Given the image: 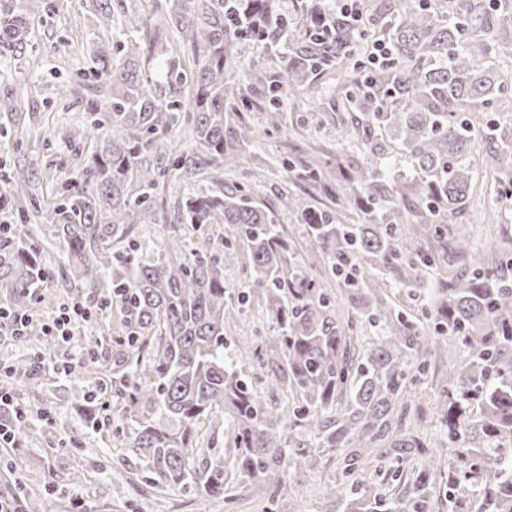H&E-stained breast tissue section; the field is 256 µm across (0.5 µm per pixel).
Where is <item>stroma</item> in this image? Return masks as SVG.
<instances>
[{"mask_svg":"<svg viewBox=\"0 0 512 512\" xmlns=\"http://www.w3.org/2000/svg\"><path fill=\"white\" fill-rule=\"evenodd\" d=\"M82 30L83 42L71 46L64 42L70 27ZM95 17L82 0H65L55 14L36 17L34 36L22 64L0 58V166L12 167L24 161L42 164V183L70 178L81 171L92 143L68 140L66 132L85 117L96 96L81 90L69 104L56 96L58 85L77 84L94 65L97 45L107 39ZM353 113L330 104L321 96L316 108L288 109L286 126L260 138L254 145L257 152L252 168L253 183L259 197L272 201L271 187L277 186L301 198L319 212H340L344 224H357L361 215L353 204L337 209L323 190L314 184L287 178L278 166L282 156L302 158L317 146L324 157L333 161L334 170L365 163L367 154L352 136ZM502 141L488 138L485 130L474 131L467 158L473 166L476 192L457 220L459 228L479 235L482 243L499 245L512 238V203L502 200L490 184L493 154ZM60 277L37 291L34 311L51 314L60 303L73 299L90 302L87 290L68 285L61 274L66 258L62 247L48 250ZM448 260L437 261L421 275L420 285L396 290L395 301L400 309L423 315L431 305L428 290L448 275ZM242 328L227 329L224 334L226 360L240 366L248 376L261 375L258 365L246 362L247 352L264 347L274 322L265 310L250 305ZM77 342L58 345L49 361H33L31 372L22 386L14 390V400L30 413L32 432L24 447L5 450L0 455V493H12L16 480H24L33 492L50 494L53 500L73 503L81 500L90 512H137L148 484L138 459L132 454H117L119 444L114 425L89 428L85 416L91 407L89 392L111 390L112 351L104 349L96 371L87 380L75 383L70 377L54 373L53 363H65L75 357ZM444 371L438 358H431L425 375L414 385L426 422L424 433L431 445L444 443L443 430L430 410L438 393ZM52 417V440L41 436V413ZM83 455L82 472L71 468L73 455ZM292 478L301 485L297 500H269V490L260 483L241 484L231 489L229 497L212 499L200 506L193 490L187 487L162 490L155 499V512H343L345 503L336 496L341 474L335 455L320 456L307 469L292 471Z\"/></svg>","mask_w":512,"mask_h":512,"instance_id":"1","label":"stroma"}]
</instances>
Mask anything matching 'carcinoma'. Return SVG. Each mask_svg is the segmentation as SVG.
Listing matches in <instances>:
<instances>
[{
    "mask_svg": "<svg viewBox=\"0 0 512 512\" xmlns=\"http://www.w3.org/2000/svg\"><path fill=\"white\" fill-rule=\"evenodd\" d=\"M0 0V56L15 59L31 45L32 20L54 13L56 0ZM99 24L116 39L95 51L91 82L105 93L89 110L84 128L94 139L82 172L43 189L37 165L7 174L11 231L0 238V288L6 306L28 314L36 288L54 280L36 224L63 245L69 284L86 288L93 313L109 321L108 335L88 336L80 349L90 364L112 342L116 399L128 397L121 447L144 463L159 488H194L208 501L233 482L272 485L275 497L296 495L299 484L286 466H313L320 454H343L352 479L346 512H434L435 486L445 489L450 512H512V256L490 254L469 237L453 236L449 259L466 273L440 281L432 291V324L395 309L396 287L419 285L435 255L423 244L440 241L465 209L473 190L464 163L474 121L500 98H512V72L470 50L477 35L512 27V0H458L443 11L436 0H379L377 13L355 4L329 12L324 0H307L308 24L294 38L282 0H156L152 16L124 0H90ZM379 33L364 51L367 29ZM187 44H181L180 37ZM173 41L161 62L164 81L151 85L142 69L153 65L146 45ZM283 43L278 71L252 68L268 102L250 99L234 71L241 45ZM364 59L360 78L336 85L332 101L348 109L378 102L361 119V145L382 150V135H402L405 154L419 177L412 185L384 180L373 162L347 175L360 190L363 223L340 224L299 197L279 193V209L260 201L252 184H224V172L244 174L254 161L257 136L280 130V99L314 97L317 82L350 61ZM266 113V125H247L245 113ZM496 190L512 196V148L496 154ZM283 172L318 184L342 199L327 176L330 162L282 160ZM193 186L182 198L179 223L163 225L152 251L130 241L137 224L159 223L156 195L168 175ZM415 197L424 211L400 222L399 207ZM300 215L303 234L331 260L332 276L302 267L288 249L280 216ZM222 227L220 244L246 254L250 285L235 291L213 253L208 227ZM373 265L395 272L392 280L361 276ZM351 294L361 316L382 334L367 342L353 335L352 319L336 314L334 288ZM261 304L276 322L255 380L224 360L226 324ZM22 345L43 355L55 348L37 319ZM469 352L464 366H448L440 390L448 465L407 427L408 394L429 356ZM291 399L269 406L263 388ZM229 435L233 457L213 452L216 431ZM388 454L412 463L402 496L377 491L382 469L359 462Z\"/></svg>",
    "mask_w": 512,
    "mask_h": 512,
    "instance_id": "obj_1",
    "label": "carcinoma"
}]
</instances>
